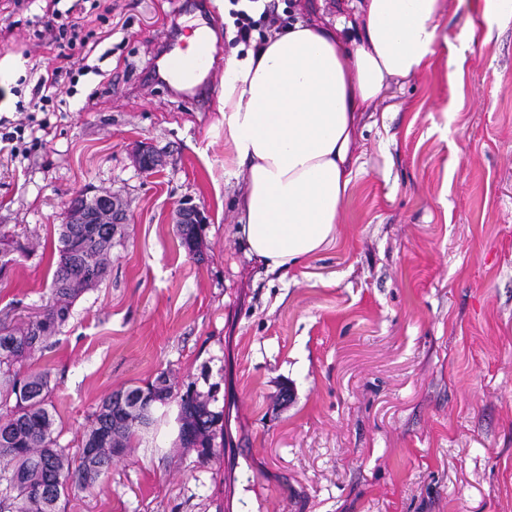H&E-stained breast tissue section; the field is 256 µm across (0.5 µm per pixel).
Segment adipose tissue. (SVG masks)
<instances>
[{"mask_svg":"<svg viewBox=\"0 0 512 512\" xmlns=\"http://www.w3.org/2000/svg\"><path fill=\"white\" fill-rule=\"evenodd\" d=\"M361 43L342 24L297 21L224 69V171L244 173L237 233L248 257L288 271L336 240L364 106L391 83L424 73L441 0H357Z\"/></svg>","mask_w":512,"mask_h":512,"instance_id":"1","label":"adipose tissue"}]
</instances>
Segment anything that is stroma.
Listing matches in <instances>:
<instances>
[{"mask_svg": "<svg viewBox=\"0 0 512 512\" xmlns=\"http://www.w3.org/2000/svg\"><path fill=\"white\" fill-rule=\"evenodd\" d=\"M184 2L112 0L45 144L0 161V226L28 248L0 276L17 325L52 300L71 200L107 193L128 213L108 276L20 368L49 369L59 446L77 453L103 398L161 374L224 398L209 459L173 433L176 406L157 407L65 512H512V10L443 0L428 68L362 119L334 244L270 274L236 233L221 75L205 106L144 79ZM40 12L0 0V62L26 70L0 71L12 120L51 59ZM186 202L208 217L197 255L173 220Z\"/></svg>", "mask_w": 512, "mask_h": 512, "instance_id": "stroma-1", "label": "stroma"}]
</instances>
